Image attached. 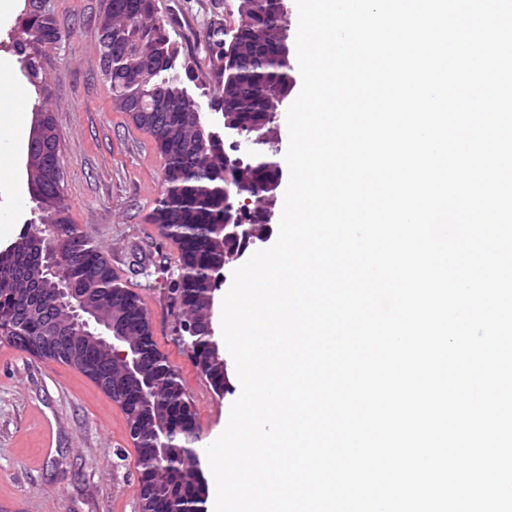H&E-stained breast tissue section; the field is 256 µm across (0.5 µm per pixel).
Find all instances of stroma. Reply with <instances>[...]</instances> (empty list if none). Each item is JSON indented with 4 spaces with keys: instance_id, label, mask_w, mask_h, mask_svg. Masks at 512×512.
Segmentation results:
<instances>
[{
    "instance_id": "stroma-1",
    "label": "stroma",
    "mask_w": 512,
    "mask_h": 512,
    "mask_svg": "<svg viewBox=\"0 0 512 512\" xmlns=\"http://www.w3.org/2000/svg\"><path fill=\"white\" fill-rule=\"evenodd\" d=\"M109 0H45L63 34L43 61L45 91L15 70L29 99L25 129L47 109L59 140L63 189L71 219L104 251L115 274L137 292L151 315L154 339L179 373L197 411L200 447L225 429L239 381L217 397L188 353L176 343L179 312L169 288L178 248L150 216L163 192L164 158L151 136L112 109L102 74L98 21ZM178 61L189 69L188 89L208 110L206 39L214 20L238 23L240 0H156ZM26 152L0 154L13 168L12 186L0 188V215L20 237L35 220L25 171ZM0 512H139L136 451L121 408L85 375L43 361L0 341Z\"/></svg>"
}]
</instances>
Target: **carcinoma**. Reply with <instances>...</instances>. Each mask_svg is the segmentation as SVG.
Returning a JSON list of instances; mask_svg holds the SVG:
<instances>
[{"label":"carcinoma","mask_w":512,"mask_h":512,"mask_svg":"<svg viewBox=\"0 0 512 512\" xmlns=\"http://www.w3.org/2000/svg\"><path fill=\"white\" fill-rule=\"evenodd\" d=\"M280 22L275 0H245L232 34L213 29L207 36L212 61L221 63L218 96L211 110L240 128L243 135L263 137L255 157L236 163L226 157L224 143L209 139L199 129L194 98L178 67L177 51L157 18L155 0H112L98 21L99 52L112 90V106L148 132L165 159L164 191L152 221L179 246L178 275L170 288L184 316L179 331L194 329L186 338V348L218 394L227 385V365L213 352L207 295L216 286L222 252L234 247L227 237L224 248L218 245L224 223V187L252 189L260 177L256 165L274 161L267 151L280 134L274 102L288 96L291 72L277 51ZM19 28L20 39L32 36L38 42L35 48L21 42L19 48L25 76L34 86H42V56L62 34L39 0H31ZM30 200L53 218L54 242L64 257L63 272L70 287L99 296L105 320L116 312L124 313L129 344L149 361L152 392L146 401L112 383L122 374L123 361L118 357L104 362L89 349L78 368L136 423L140 512H191L203 503L208 490L195 448V408L180 375L154 339L142 299L118 281L104 253L73 223L61 185L49 179L32 183ZM242 218L252 225L254 242L267 239L268 227L261 213L249 211ZM39 264L40 254L34 248L0 251V341L42 360L67 364L65 352L43 339V320L27 313L33 302L53 299L50 292L33 287ZM154 412L170 421L177 436L176 451L165 459L157 451L152 432Z\"/></svg>","instance_id":"obj_1"}]
</instances>
